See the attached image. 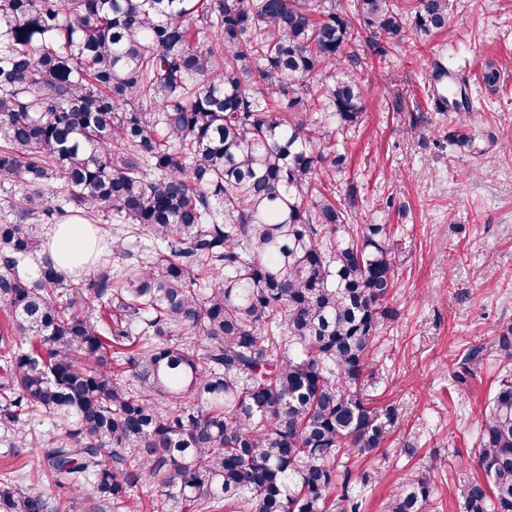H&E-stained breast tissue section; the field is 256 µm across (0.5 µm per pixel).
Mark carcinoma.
I'll return each instance as SVG.
<instances>
[{
  "instance_id": "cac0c4a2",
  "label": "carcinoma",
  "mask_w": 512,
  "mask_h": 512,
  "mask_svg": "<svg viewBox=\"0 0 512 512\" xmlns=\"http://www.w3.org/2000/svg\"><path fill=\"white\" fill-rule=\"evenodd\" d=\"M448 9L0 0V430L33 455L0 512H132L143 483L152 512H362L353 469L397 418L360 389L396 256L354 192L318 186L346 157L310 112L356 125L371 57ZM70 217L106 236L94 272L26 270ZM493 352L512 358V325L464 371ZM476 458L465 512H512L511 374ZM441 466L385 512H426Z\"/></svg>"
}]
</instances>
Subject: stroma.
Listing matches in <instances>:
<instances>
[{
	"label": "stroma",
	"mask_w": 512,
	"mask_h": 512,
	"mask_svg": "<svg viewBox=\"0 0 512 512\" xmlns=\"http://www.w3.org/2000/svg\"><path fill=\"white\" fill-rule=\"evenodd\" d=\"M448 32L401 44L364 71L365 110L331 133L346 169L325 175L355 189L368 221L398 246L395 317L369 356L367 398L398 418L381 450L384 477L352 489L364 512H383L405 474L442 459L427 512H462L460 489L479 475L474 453L491 390L512 365L486 361L467 384L464 351L512 323V0H452ZM463 76L473 99L466 126L428 96L436 60ZM494 63L498 81L483 80Z\"/></svg>",
	"instance_id": "stroma-1"
}]
</instances>
